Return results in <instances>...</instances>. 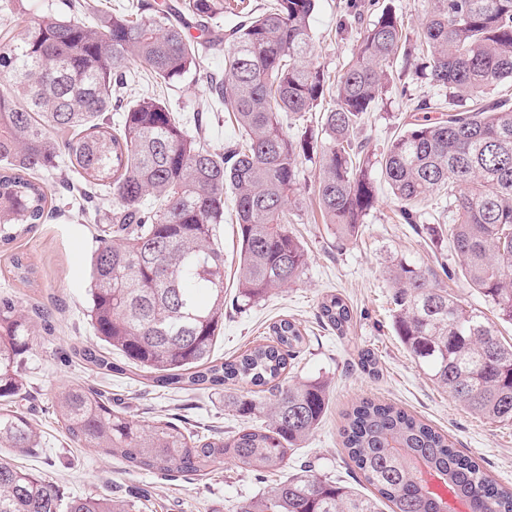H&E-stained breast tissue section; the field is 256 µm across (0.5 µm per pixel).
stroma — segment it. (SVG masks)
Segmentation results:
<instances>
[{
  "label": "stroma",
  "instance_id": "stroma-1",
  "mask_svg": "<svg viewBox=\"0 0 512 512\" xmlns=\"http://www.w3.org/2000/svg\"><path fill=\"white\" fill-rule=\"evenodd\" d=\"M340 0H318L311 20L315 53L329 71H338L354 51L358 26L343 25ZM417 61L398 56L389 69L387 93L367 115L361 138L372 160L371 178L379 187V199L370 210L356 239L338 243L323 224L315 193V165H300V185L292 206L291 231L300 236L308 252L301 278L258 305L246 310L233 307L236 295L234 271L238 262L237 226L232 215L233 197H224V222L220 242L224 249V326L216 356L242 354L269 340L268 325L286 317L301 329L305 344L292 361L287 381L317 379L329 387V410L304 448L291 457L290 467L310 465L321 477L355 486L360 475L352 467L341 444L339 430L344 415L359 400L380 399L411 412L445 433L463 453L472 456L498 483L512 485V424L498 423L470 413L437 385L395 335L390 316L393 285L386 270L404 260L426 270L437 263L454 270L446 286L462 302L479 310L487 305L457 274L458 259L448 244V213L440 200L418 204L420 222L406 224L397 217L399 203L389 193L378 160L397 135L409 102L433 95L429 82L415 73ZM146 95L159 97L170 108L192 117L206 99L203 83L186 75L179 83L164 86L150 75L123 90L121 105ZM104 217L83 212L75 205L18 241L15 250L35 270L32 287H16L0 253V295L15 296L23 306L41 305L52 311L54 329L35 336L22 361L25 397L19 404L29 421L40 430L42 445L24 452L0 450V456L52 482L63 498L99 494L140 496V512H232L238 500L261 496L275 486L276 477L257 479L232 463L214 471L210 479L187 483L183 478L129 471L118 458L80 448L57 423L51 397L63 383H80L108 392L118 408L132 419L147 424L169 420L195 432L230 431L235 417L224 409V397L202 392L193 397L151 391L119 378H104L74 365L69 353L74 345L95 339L87 318L90 261ZM329 293L342 294L353 308L346 335H336L318 319V304ZM375 354V371L360 364L364 351Z\"/></svg>",
  "mask_w": 512,
  "mask_h": 512
}]
</instances>
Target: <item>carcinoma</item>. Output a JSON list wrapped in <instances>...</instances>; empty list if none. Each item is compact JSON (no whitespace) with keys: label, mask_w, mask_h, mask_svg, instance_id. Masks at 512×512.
Here are the masks:
<instances>
[{"label":"carcinoma","mask_w":512,"mask_h":512,"mask_svg":"<svg viewBox=\"0 0 512 512\" xmlns=\"http://www.w3.org/2000/svg\"><path fill=\"white\" fill-rule=\"evenodd\" d=\"M416 33L422 56L415 72L436 100L410 110L403 131L378 163L400 202V217L417 223L414 206L436 196L452 217L449 243L469 285L491 315L438 285L450 277L405 261L388 269L396 335L432 379L471 413L512 422V342L498 328L512 323V0H429ZM86 0L49 4L25 34L0 48V247L7 248L60 211L39 181L68 163L80 195L112 200L110 227L91 261L88 317L96 344L72 356L105 376L121 375L177 392L224 394V409L260 421L227 435L193 433L168 420L141 424L101 392L59 386L53 415L83 448L124 461L132 471L202 481L229 459L263 476L285 472L292 451L321 423L326 384L284 385L288 362L305 337L298 325H269L271 342L222 359L214 351L224 324V195L233 194L239 240L237 303L251 308L298 281L308 254L288 230L300 159L317 169L323 220L342 242L357 237L375 203L371 160L359 139L365 116L386 93L388 68L408 40L385 6L362 27L341 72L331 75L312 53L310 20L317 0H271L225 42L215 21L224 0H182L157 9L135 0L93 25L79 14ZM206 35L188 38L191 25ZM224 49V75L207 70L210 51ZM140 65L158 83L188 73L206 81L210 100L232 114L239 138L211 151L202 129L191 134L161 99L143 97L112 122L113 98ZM332 100L325 108L323 102ZM323 109L320 130L308 115ZM425 115L417 116L418 111ZM431 112L441 116L433 118ZM295 125L289 136L284 124ZM10 273L32 283L33 269L11 256ZM319 317L337 335L353 314L343 297H322ZM45 310L23 309L0 296V447H41V435L13 404L24 393L21 356L38 335ZM269 393L254 398L245 387ZM349 460L378 497L321 479L307 465L270 493L237 503L234 512H512V487L486 475L448 436L392 403L366 399L341 430ZM136 501L100 495L62 502L55 487L0 459V512H134Z\"/></svg>","instance_id":"cac0c4a2"}]
</instances>
